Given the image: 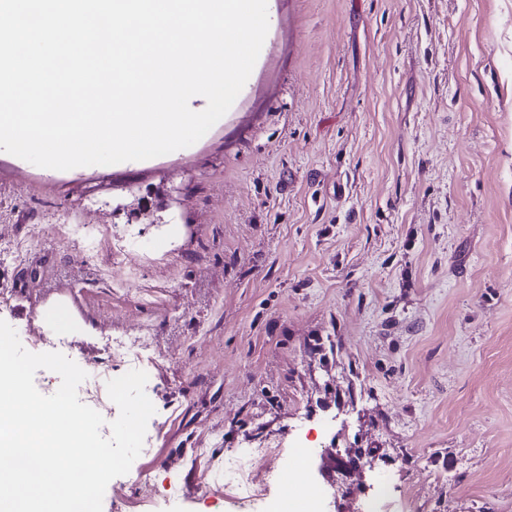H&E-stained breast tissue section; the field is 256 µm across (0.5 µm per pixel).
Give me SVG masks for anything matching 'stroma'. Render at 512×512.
<instances>
[{
  "instance_id": "stroma-1",
  "label": "stroma",
  "mask_w": 512,
  "mask_h": 512,
  "mask_svg": "<svg viewBox=\"0 0 512 512\" xmlns=\"http://www.w3.org/2000/svg\"><path fill=\"white\" fill-rule=\"evenodd\" d=\"M231 109L124 167L0 152V319L156 412L103 512H512V0H268ZM169 201L129 219L132 190ZM103 385L91 397L107 399ZM246 448L265 501L215 473ZM334 467H327L328 456ZM146 336H123L112 339L107 342V357L113 360L124 359L132 352H138L137 349L142 348L144 338ZM112 349V352H111Z\"/></svg>"
}]
</instances>
